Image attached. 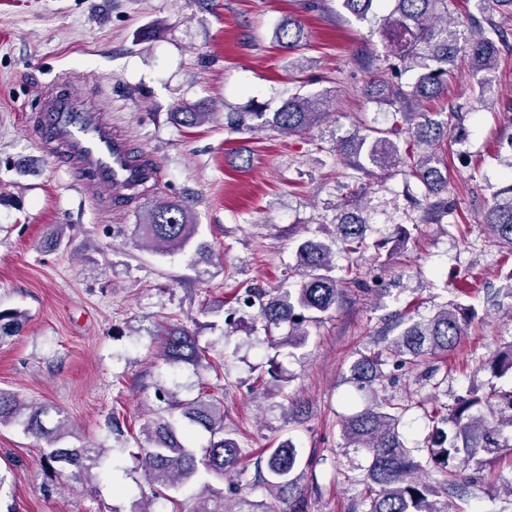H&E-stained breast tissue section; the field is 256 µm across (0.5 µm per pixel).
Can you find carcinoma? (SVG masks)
I'll use <instances>...</instances> for the list:
<instances>
[{
	"label": "carcinoma",
	"instance_id": "obj_1",
	"mask_svg": "<svg viewBox=\"0 0 512 512\" xmlns=\"http://www.w3.org/2000/svg\"><path fill=\"white\" fill-rule=\"evenodd\" d=\"M343 8L359 20L368 17L377 0H341ZM392 4L384 17L381 35L384 46L398 62V67L417 72V78L403 88L384 77L375 79L366 89L374 102L399 104L406 108L408 140L405 152L384 131L355 134L336 143V152L348 165L370 175L387 173L403 165L408 176L420 181L431 200L429 210H445L448 202V178L440 168L442 143L452 134V121H437L415 108L422 101L435 98L447 89L448 75L457 59L467 58L468 71L490 73L498 65L497 42L485 35H469L448 23V8L456 0H387ZM304 38L300 21L288 18L277 30V43L285 50H298ZM329 116L321 99L298 94L284 101L275 112H229L228 126L236 131H261L266 128L288 135L304 136ZM204 112L183 106L174 113L181 125L202 122ZM501 198L488 209L486 224L497 246L512 253V179L507 181ZM139 238L160 255L184 250L194 239L197 225L186 207L178 200H163L148 211L144 222L136 225ZM368 224L362 209L343 207L336 214L331 237L317 236L297 244L298 280L289 288L265 291L247 288L236 297L242 316L227 321L234 333L245 319L251 327L261 326L270 347L300 350L307 347L310 327L336 310L343 292L334 272L336 252L346 256L361 254L369 248ZM475 311L461 304L443 305L427 316L407 318L398 333L387 342L385 353L362 355L350 366L348 382L363 400L361 409L342 417L343 448H361L368 456L364 482L369 491L367 512H443L438 506L441 494L461 496L479 483L480 475L467 472L466 459L475 455L494 454L512 446L502 438V430L512 427V389L481 394L470 388L442 411L429 412L433 424L426 438L425 455L415 459L402 432L404 415L412 408L386 394L383 366L388 360L414 364L424 357L447 353L465 336L467 322ZM23 313L0 311V341L19 332ZM285 328L287 336L277 339L274 331ZM160 357L169 365L187 364L197 369L208 364V351L188 328L169 325L159 333ZM491 369L512 372V347L496 352L488 359ZM158 402L154 416L142 425L144 443L137 452L138 467L152 488V500H164L182 512L180 503L169 492L196 482L200 472L222 478L240 464L241 445L233 433L224 429V397L211 392L203 381L197 382V395L182 400L178 392L160 385L154 393ZM49 409L34 407L14 393L0 389V423L22 425L23 431L44 442L45 467L73 468L71 476L88 483L95 478L104 449L95 445L67 447L61 441L70 434L68 420L60 418L49 428L44 416ZM192 429L209 434V443L196 448L189 441ZM301 456L290 440L268 449L264 460V487L274 499L270 512H307V497L298 472ZM439 472L443 480L432 483L418 473ZM210 485L205 483L194 495L202 506L189 512H224L221 500L208 506Z\"/></svg>",
	"mask_w": 512,
	"mask_h": 512
}]
</instances>
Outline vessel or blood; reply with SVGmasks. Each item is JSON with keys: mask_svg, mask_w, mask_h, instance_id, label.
Returning <instances> with one entry per match:
<instances>
[{"mask_svg": "<svg viewBox=\"0 0 512 512\" xmlns=\"http://www.w3.org/2000/svg\"><path fill=\"white\" fill-rule=\"evenodd\" d=\"M39 137L52 156L79 175L81 184L101 190L104 205L113 212L130 209L160 176L153 157L137 150L106 114L74 92L45 100Z\"/></svg>", "mask_w": 512, "mask_h": 512, "instance_id": "b4317fda", "label": "vessel or blood"}]
</instances>
